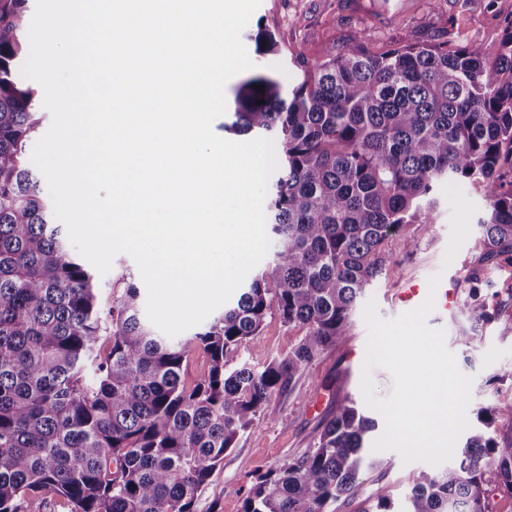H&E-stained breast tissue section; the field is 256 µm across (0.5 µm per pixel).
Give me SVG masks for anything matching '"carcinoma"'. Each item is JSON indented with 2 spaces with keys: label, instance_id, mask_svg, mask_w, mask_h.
I'll list each match as a JSON object with an SVG mask.
<instances>
[{
  "label": "carcinoma",
  "instance_id": "obj_1",
  "mask_svg": "<svg viewBox=\"0 0 512 512\" xmlns=\"http://www.w3.org/2000/svg\"><path fill=\"white\" fill-rule=\"evenodd\" d=\"M28 2L0 0V512H41L50 495L70 512H194L273 395L347 335L384 246L406 224L430 234L445 183L481 186L485 259L512 265V23L493 58L476 40L372 52L360 32L320 60L294 56L302 79L287 91L261 71L234 88L224 131L269 134L279 148L267 211L279 249L201 330L159 335L132 281L102 303L25 162L39 125L20 74ZM248 39L258 56L279 52L260 24ZM481 280L471 272L465 340L499 316ZM271 315L304 332L294 351L236 359ZM197 348L208 370L189 382ZM471 428L452 465L413 476L406 507L380 490L365 512H494L495 498L512 499V401ZM374 429L354 403L338 405L316 448L255 479L242 512L356 499L362 467L378 466L361 454Z\"/></svg>",
  "mask_w": 512,
  "mask_h": 512
}]
</instances>
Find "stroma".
<instances>
[{"label": "stroma", "instance_id": "35a3bbf8", "mask_svg": "<svg viewBox=\"0 0 512 512\" xmlns=\"http://www.w3.org/2000/svg\"><path fill=\"white\" fill-rule=\"evenodd\" d=\"M250 20L275 33L282 53L261 58L259 65L287 88L298 79L290 62L292 54L317 60L326 48L344 45L362 31L369 33L368 47L374 51L452 43L461 35L497 51L503 29L512 21V0H261ZM437 196L431 233L421 237L414 225H405L402 234L407 246H385L383 273L366 288L364 296L375 299L380 319L391 320L401 314L394 294L409 279H417L429 289L438 288L442 279L454 280L457 303L444 319L430 313L425 323L443 331L458 370L470 380L465 408L470 418L512 400V267L485 264L478 219L486 202L480 186L443 187ZM481 266L487 269L488 282L482 295L488 305H501L502 311L482 333L464 342L459 334L472 320L467 305L468 274ZM363 312V306H356L347 336L302 366L289 386L273 396L271 416L256 419L235 447L225 452L223 462L199 493L195 512H241L255 475L314 448L339 404L350 400L364 404L361 378L366 373L369 330ZM301 336L299 328L284 324L279 317H268L258 338L255 363L287 358ZM376 458L378 468L362 472L360 496L338 502L337 512H362L380 490L396 503H404L413 475L427 467L423 461L403 463L393 449L377 452Z\"/></svg>", "mask_w": 512, "mask_h": 512}]
</instances>
